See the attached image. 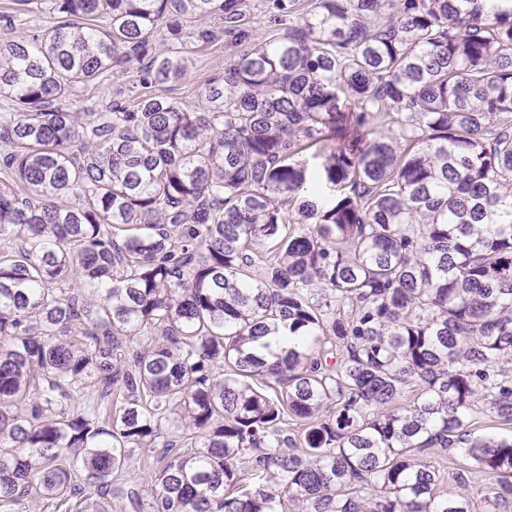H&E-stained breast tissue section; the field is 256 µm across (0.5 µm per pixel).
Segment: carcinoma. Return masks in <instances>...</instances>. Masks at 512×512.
I'll use <instances>...</instances> for the list:
<instances>
[{
  "label": "carcinoma",
  "instance_id": "obj_1",
  "mask_svg": "<svg viewBox=\"0 0 512 512\" xmlns=\"http://www.w3.org/2000/svg\"><path fill=\"white\" fill-rule=\"evenodd\" d=\"M275 2L194 105L187 29L247 0L0 42V512H474L451 450L512 498V0ZM251 3L259 5L258 10L254 12V16H251L250 23L248 26L249 34L253 36H259L266 30L274 27L280 20L284 19L282 14L271 10L268 7L269 0H251ZM135 79L136 69H131L120 79L113 78L112 76L104 77L99 84L94 85L86 93H77L72 96L67 103L69 111L90 112L87 110L93 109L94 112H106L111 101L115 99L119 88L125 89V96L127 97Z\"/></svg>",
  "mask_w": 512,
  "mask_h": 512
}]
</instances>
